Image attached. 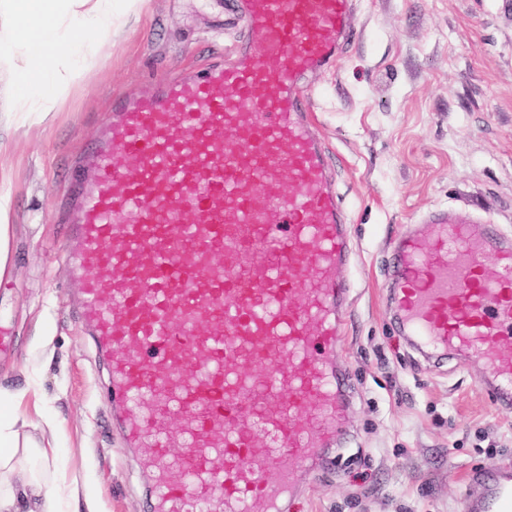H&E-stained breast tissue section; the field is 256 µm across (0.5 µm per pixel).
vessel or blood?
Instances as JSON below:
<instances>
[{
    "label": "vessel or blood",
    "instance_id": "b4317fda",
    "mask_svg": "<svg viewBox=\"0 0 512 512\" xmlns=\"http://www.w3.org/2000/svg\"><path fill=\"white\" fill-rule=\"evenodd\" d=\"M353 0H224L242 19L233 62L113 98L102 138L71 172L78 313L113 353L112 403L139 404L125 441L150 442L152 512H285L300 470L342 425L332 364L349 285L346 217L300 80L357 39ZM401 240L396 316L423 348L477 350L512 405V240L454 210ZM499 272L488 275L484 254ZM183 415L172 476L161 432ZM468 512H512V471L472 473Z\"/></svg>",
    "mask_w": 512,
    "mask_h": 512
}]
</instances>
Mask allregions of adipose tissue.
<instances>
[{"instance_id":"adipose-tissue-1","label":"adipose tissue","mask_w":512,"mask_h":512,"mask_svg":"<svg viewBox=\"0 0 512 512\" xmlns=\"http://www.w3.org/2000/svg\"><path fill=\"white\" fill-rule=\"evenodd\" d=\"M26 401L36 416L44 417L49 440L21 436L19 409ZM59 427L56 420L45 418L41 398L30 397L25 389L0 388V512H78L77 489L47 481L39 470L56 452L53 435ZM21 454L31 459V466H18Z\"/></svg>"}]
</instances>
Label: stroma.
<instances>
[{"instance_id": "obj_1", "label": "stroma", "mask_w": 512, "mask_h": 512, "mask_svg": "<svg viewBox=\"0 0 512 512\" xmlns=\"http://www.w3.org/2000/svg\"><path fill=\"white\" fill-rule=\"evenodd\" d=\"M358 39L305 75L316 132L345 209L350 284L337 361L345 430L301 474L290 512H466L472 471L512 469V407L480 383L476 355L427 358L389 301L394 243L435 207L476 211L512 239V12L501 0H355ZM242 26L224 0H149L98 43L96 65L53 120L0 136L10 176L11 270L0 277V386L37 390L59 419L49 479L95 512H149L155 472L125 446L104 391L106 361L78 319L62 253L69 175L114 95L232 60Z\"/></svg>"}]
</instances>
